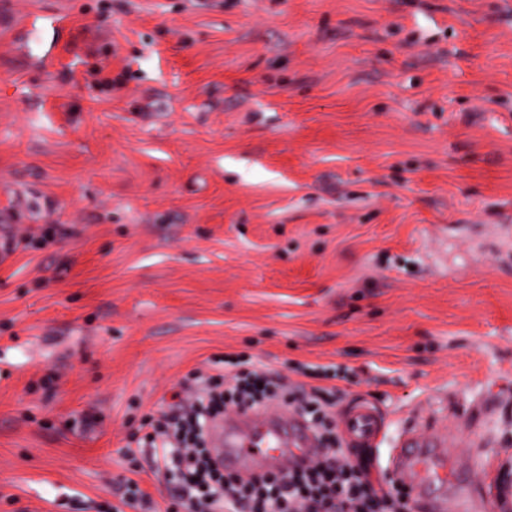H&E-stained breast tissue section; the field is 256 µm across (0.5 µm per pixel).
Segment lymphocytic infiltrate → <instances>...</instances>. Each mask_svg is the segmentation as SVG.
I'll use <instances>...</instances> for the list:
<instances>
[{
    "instance_id": "obj_1",
    "label": "lymphocytic infiltrate",
    "mask_w": 512,
    "mask_h": 512,
    "mask_svg": "<svg viewBox=\"0 0 512 512\" xmlns=\"http://www.w3.org/2000/svg\"><path fill=\"white\" fill-rule=\"evenodd\" d=\"M300 373L314 378L315 386L287 384L268 370H228L220 379L195 373L192 385L172 393L168 412L145 436L153 472L180 478L166 512H402L401 500L376 490L343 448L331 412L338 390L321 384L329 376L327 367L306 365ZM286 399L300 405L320 436L322 455L259 482H242L221 472L205 447L208 421L232 408Z\"/></svg>"
}]
</instances>
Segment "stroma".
<instances>
[{
	"label": "stroma",
	"instance_id": "1",
	"mask_svg": "<svg viewBox=\"0 0 512 512\" xmlns=\"http://www.w3.org/2000/svg\"><path fill=\"white\" fill-rule=\"evenodd\" d=\"M0 512H165L139 440L238 354L512 459V0H0ZM65 11L61 33L29 18ZM150 497L121 503L126 481Z\"/></svg>",
	"mask_w": 512,
	"mask_h": 512
}]
</instances>
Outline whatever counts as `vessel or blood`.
<instances>
[{"instance_id":"vessel-or-blood-1","label":"vessel or blood","mask_w":512,"mask_h":512,"mask_svg":"<svg viewBox=\"0 0 512 512\" xmlns=\"http://www.w3.org/2000/svg\"><path fill=\"white\" fill-rule=\"evenodd\" d=\"M383 426L381 413L366 402L351 406L339 419V432L348 448L374 446ZM209 442L216 463L226 473L243 477L277 471L288 454L311 457L318 451V442L302 418L265 409L216 420ZM453 456L447 435L426 436L412 429L399 443L394 468L418 494L425 495L447 481V463Z\"/></svg>"}]
</instances>
